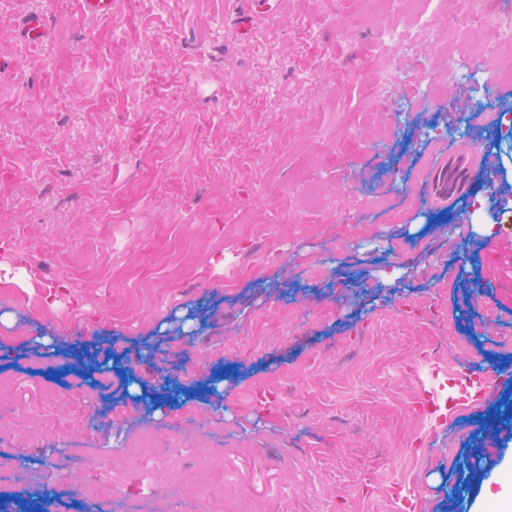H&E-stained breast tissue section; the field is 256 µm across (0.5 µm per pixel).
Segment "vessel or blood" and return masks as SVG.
Wrapping results in <instances>:
<instances>
[{"label": "vessel or blood", "instance_id": "obj_1", "mask_svg": "<svg viewBox=\"0 0 512 512\" xmlns=\"http://www.w3.org/2000/svg\"><path fill=\"white\" fill-rule=\"evenodd\" d=\"M22 32L30 44L43 43L48 36L44 17L38 13L28 14ZM493 177L494 164L487 154L457 146L434 154L426 168L421 189L426 201L434 206L455 209L472 181L480 178L489 182ZM390 492L403 512H415L419 496L417 487L397 483L391 486Z\"/></svg>", "mask_w": 512, "mask_h": 512}]
</instances>
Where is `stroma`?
I'll return each mask as SVG.
<instances>
[{"label":"stroma","instance_id":"obj_1","mask_svg":"<svg viewBox=\"0 0 512 512\" xmlns=\"http://www.w3.org/2000/svg\"><path fill=\"white\" fill-rule=\"evenodd\" d=\"M487 44L512 0H443ZM233 0H0V500L26 491L49 512H122L180 466L139 447L146 429L189 450L226 449L225 482L183 498L222 512L228 489L265 512H400L392 482L420 486L417 512H485L512 475V140L479 112L512 110V79L473 58L439 72L436 98L400 93L412 58L380 78L381 31L360 0H283L241 36ZM42 12L50 41L14 20ZM467 123L492 154L481 210L424 201L422 163ZM492 225L484 233V225ZM468 341L455 372L423 352ZM112 369L98 385L79 354ZM435 406L417 412L422 387ZM52 392L53 430L31 404ZM93 433L72 424L79 410ZM497 416L494 450L481 426ZM129 445L140 466L113 478ZM66 460L49 472L54 449ZM27 464H20V456Z\"/></svg>","mask_w":512,"mask_h":512}]
</instances>
